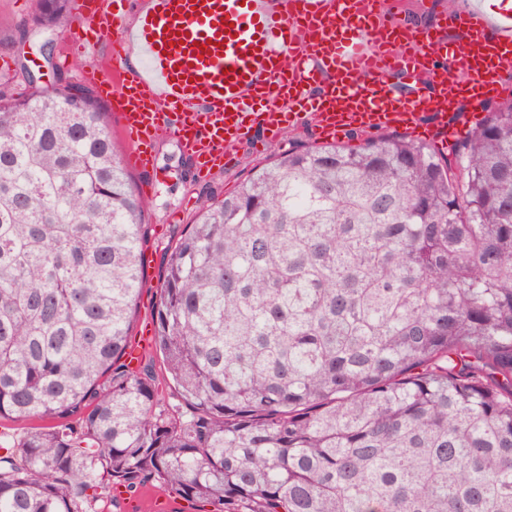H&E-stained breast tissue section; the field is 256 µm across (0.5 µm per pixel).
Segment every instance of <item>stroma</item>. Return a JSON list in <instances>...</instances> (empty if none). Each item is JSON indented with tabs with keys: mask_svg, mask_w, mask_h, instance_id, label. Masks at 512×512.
<instances>
[{
	"mask_svg": "<svg viewBox=\"0 0 512 512\" xmlns=\"http://www.w3.org/2000/svg\"><path fill=\"white\" fill-rule=\"evenodd\" d=\"M477 3L478 0H400L386 20L390 23L406 21L430 31L434 37L453 42L462 37L464 28L460 25L445 27L443 16L451 12H473ZM35 12V0H0V58L12 62L11 67L0 69V78L12 77L13 65L20 61L35 75L39 86L49 90L58 79L83 83L89 73L105 68L106 41H97L76 52L67 51L65 36L71 31L69 21H62L49 34L41 35L33 30ZM76 59L82 60V69L72 68L71 63ZM321 140L318 129L307 120L274 141L267 140L259 130L252 138L230 147L231 162L227 169L201 178L172 133L165 132L157 138L153 146L154 167L131 171L136 189L148 203L145 221L150 226L144 247L145 285L138 302L135 327H143L152 319L159 299L163 259L186 224L193 221L200 195L222 196L257 162L288 149L292 143Z\"/></svg>",
	"mask_w": 512,
	"mask_h": 512,
	"instance_id": "stroma-1",
	"label": "stroma"
}]
</instances>
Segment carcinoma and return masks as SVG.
I'll return each mask as SVG.
<instances>
[{
	"label": "carcinoma",
	"mask_w": 512,
	"mask_h": 512,
	"mask_svg": "<svg viewBox=\"0 0 512 512\" xmlns=\"http://www.w3.org/2000/svg\"><path fill=\"white\" fill-rule=\"evenodd\" d=\"M145 211L92 87L0 83V512H512L511 96L449 154L297 144L199 199L152 318L187 416L122 362ZM148 486H154V487H160L164 488L171 494V499L174 503L175 508L171 511H168V505L169 502L167 498L162 493H154L152 497L148 500V507L150 508V511H167V512H216L215 506L210 505L206 502H196V503H190L175 493L171 492L170 489L160 486L157 482H152L151 484H148ZM145 487V488H146Z\"/></svg>",
	"instance_id": "cac0c4a2"
}]
</instances>
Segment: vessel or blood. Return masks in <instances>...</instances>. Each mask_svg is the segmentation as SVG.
<instances>
[{"label":"vessel or blood","mask_w":512,"mask_h":512,"mask_svg":"<svg viewBox=\"0 0 512 512\" xmlns=\"http://www.w3.org/2000/svg\"><path fill=\"white\" fill-rule=\"evenodd\" d=\"M380 15V0H149L134 26L116 13L99 28L114 64L133 46L141 56L125 76L101 78L99 93L141 168L153 166L154 139L170 131L207 177L227 164L229 146L258 129L278 136L303 114L326 137L421 128L448 150L460 135L459 104L481 112L502 89L512 7L492 23L457 15L466 33L452 46L422 30L384 39ZM394 78L410 91L395 92Z\"/></svg>","instance_id":"obj_1"}]
</instances>
